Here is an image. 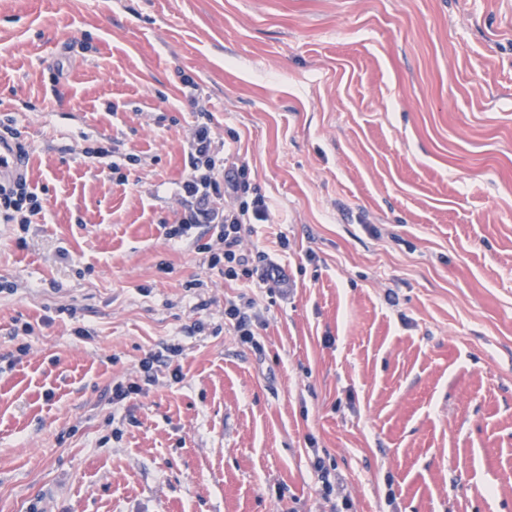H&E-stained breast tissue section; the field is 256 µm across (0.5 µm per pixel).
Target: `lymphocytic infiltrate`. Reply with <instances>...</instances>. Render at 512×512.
Masks as SVG:
<instances>
[{
  "instance_id": "f902f5d3",
  "label": "lymphocytic infiltrate",
  "mask_w": 512,
  "mask_h": 512,
  "mask_svg": "<svg viewBox=\"0 0 512 512\" xmlns=\"http://www.w3.org/2000/svg\"><path fill=\"white\" fill-rule=\"evenodd\" d=\"M212 121V113L204 112L192 127L186 143L187 170L176 188L184 211L167 236L179 241L207 225L211 238L197 244L196 250L208 269L247 287L264 284L279 272L269 266L264 251L243 249L242 232L245 225L267 223L269 207L251 182L247 166L232 162L229 146L216 140ZM42 211V201L26 176L0 183V222L27 225Z\"/></svg>"
}]
</instances>
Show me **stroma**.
<instances>
[{
    "instance_id": "1",
    "label": "stroma",
    "mask_w": 512,
    "mask_h": 512,
    "mask_svg": "<svg viewBox=\"0 0 512 512\" xmlns=\"http://www.w3.org/2000/svg\"><path fill=\"white\" fill-rule=\"evenodd\" d=\"M197 110L277 282L167 238ZM1 114L0 512H512V0H0ZM42 201L28 183L26 175L0 184V218L6 224H32V217L41 215ZM252 304L253 299L246 297V294L242 293L238 300L228 301L224 305V319L232 324L236 336H239L242 343L257 347L259 343L255 336L258 334L254 329L255 325L251 320V316L246 312L247 309L251 308Z\"/></svg>"
}]
</instances>
